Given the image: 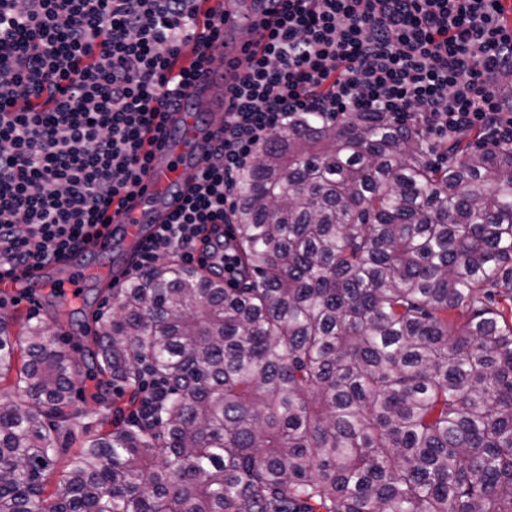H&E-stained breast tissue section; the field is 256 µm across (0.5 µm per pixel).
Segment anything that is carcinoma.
Wrapping results in <instances>:
<instances>
[{"mask_svg":"<svg viewBox=\"0 0 512 512\" xmlns=\"http://www.w3.org/2000/svg\"><path fill=\"white\" fill-rule=\"evenodd\" d=\"M293 119L236 176L230 260L121 287L92 368L147 417L75 435V365L0 316V512H512V146ZM63 463L53 485L46 471Z\"/></svg>","mask_w":512,"mask_h":512,"instance_id":"obj_1","label":"carcinoma"}]
</instances>
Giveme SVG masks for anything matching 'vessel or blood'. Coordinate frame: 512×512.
I'll list each match as a JSON object with an SVG mask.
<instances>
[{
  "instance_id": "b4317fda",
  "label": "vessel or blood",
  "mask_w": 512,
  "mask_h": 512,
  "mask_svg": "<svg viewBox=\"0 0 512 512\" xmlns=\"http://www.w3.org/2000/svg\"><path fill=\"white\" fill-rule=\"evenodd\" d=\"M224 38L229 45L219 63L212 65L187 90L185 106L170 112L153 145V160L142 179L140 190L126 205L112 214L107 237L78 254H69L51 270L36 269L0 279V293L12 294L24 288H54L66 298H75L92 271L91 261L110 255L119 247L138 251L167 221L193 185L194 175L203 167L212 138L224 123V102L228 89L243 75V60L254 51L265 33L268 17L261 0H222Z\"/></svg>"
}]
</instances>
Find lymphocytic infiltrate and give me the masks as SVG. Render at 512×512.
<instances>
[{
  "label": "lymphocytic infiltrate",
  "mask_w": 512,
  "mask_h": 512,
  "mask_svg": "<svg viewBox=\"0 0 512 512\" xmlns=\"http://www.w3.org/2000/svg\"><path fill=\"white\" fill-rule=\"evenodd\" d=\"M276 19L231 91L181 207L138 251L219 254L235 175L291 119L381 112L431 140L512 142L495 91L512 71L499 0H270ZM196 0H0V278L86 249L138 187L153 132L223 47ZM196 36L184 61L180 33Z\"/></svg>",
  "instance_id": "f902f5d3"
}]
</instances>
